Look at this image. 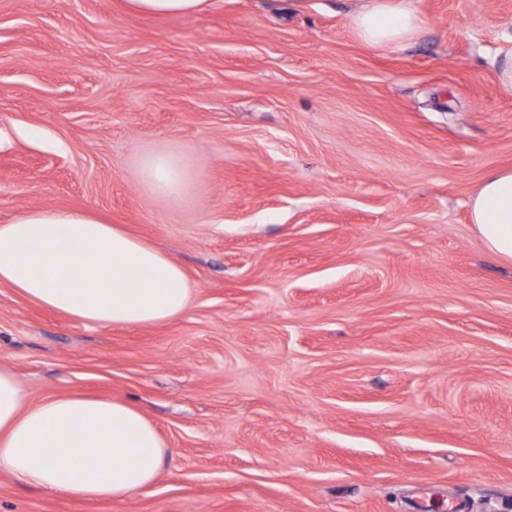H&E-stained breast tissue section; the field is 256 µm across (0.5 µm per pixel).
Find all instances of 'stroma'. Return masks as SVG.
I'll return each instance as SVG.
<instances>
[{
  "label": "stroma",
  "mask_w": 512,
  "mask_h": 512,
  "mask_svg": "<svg viewBox=\"0 0 512 512\" xmlns=\"http://www.w3.org/2000/svg\"><path fill=\"white\" fill-rule=\"evenodd\" d=\"M363 0H0V225L94 212L191 287L103 326L0 286V366L29 401L137 406L151 484L80 501L0 472V512H512V264L468 201L512 168V0H414L373 48ZM179 153L193 203L143 186ZM127 12L154 16L191 15L204 8L206 0H122ZM353 23L362 40L373 47L403 45L416 37L423 19L411 0H368Z\"/></svg>",
  "instance_id": "1"
}]
</instances>
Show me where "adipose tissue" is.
Returning <instances> with one entry per match:
<instances>
[{
	"label": "adipose tissue",
	"mask_w": 512,
	"mask_h": 512,
	"mask_svg": "<svg viewBox=\"0 0 512 512\" xmlns=\"http://www.w3.org/2000/svg\"><path fill=\"white\" fill-rule=\"evenodd\" d=\"M373 47L402 45L423 19L412 0H370L353 19ZM141 181L156 197L188 201L190 173L171 153L146 157ZM486 250L512 263V168L488 171L469 203ZM0 285L38 305L91 323L159 324L187 309L191 288L161 251L89 211L27 210L0 225ZM167 448L140 410L79 391L31 404L0 366V471L47 491L89 501L120 500L153 483Z\"/></svg>",
	"instance_id": "1"
}]
</instances>
